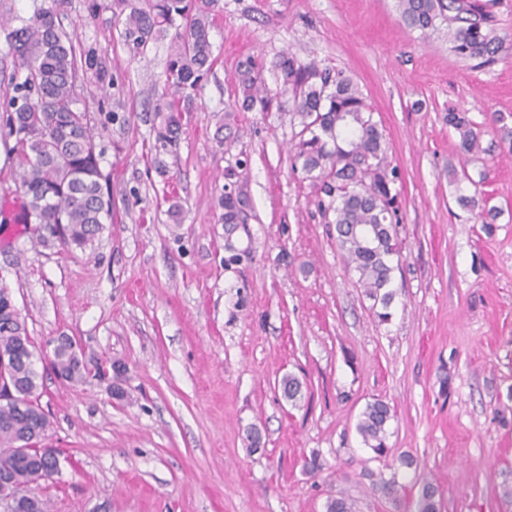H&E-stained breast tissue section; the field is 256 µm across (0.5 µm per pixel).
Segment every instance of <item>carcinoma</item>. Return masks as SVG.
<instances>
[{"label":"carcinoma","mask_w":512,"mask_h":512,"mask_svg":"<svg viewBox=\"0 0 512 512\" xmlns=\"http://www.w3.org/2000/svg\"><path fill=\"white\" fill-rule=\"evenodd\" d=\"M122 17V37L136 52L169 35L171 51L165 70V89L180 97L198 87L213 67L211 22L190 0H113ZM401 20L427 37L442 24L457 55L484 66L496 60L504 39L493 27V15L469 0H398ZM183 27L175 25L176 18ZM15 72L14 95L0 106V137L14 140L19 191L24 199V223L34 225L37 243L82 248L91 242L104 220L112 218L107 177L103 175L97 144L86 111L79 108L75 78L78 61L73 37L62 27L52 7L36 9L8 37ZM277 89L266 86L262 67L250 56L239 62L237 81L244 110L270 112L288 108L298 119L292 132L293 167L316 188L317 208L335 225L336 243L356 284L381 307L386 321L392 300L388 287L398 247L397 168L391 165L383 130L373 118L366 98L353 78L342 70L302 63L283 55L274 65ZM158 139L170 143L180 129L178 108L169 103ZM448 125L460 136L465 155L478 156L483 127L464 112L448 113ZM457 202L476 212L481 223L494 219L493 209L474 197ZM222 219L227 234L248 223L241 197L224 186ZM50 233H42L43 225ZM35 343L27 333L8 288L0 287V379L14 391V399L0 402V494L27 497L0 512H49L48 501L35 492L40 483L54 481L60 472L59 453L38 447L50 422L40 404V375L35 368ZM50 369L69 382L92 377L106 380L101 364L90 369L68 336L53 348ZM282 395L295 403L301 396L298 379L281 380ZM393 414L381 399L367 403L356 429L374 453H386ZM380 496L393 502L402 486L396 476L375 483ZM442 493L431 482L422 484L413 512H440Z\"/></svg>","instance_id":"carcinoma-1"}]
</instances>
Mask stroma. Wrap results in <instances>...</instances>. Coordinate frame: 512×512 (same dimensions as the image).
<instances>
[{
	"label": "stroma",
	"instance_id": "1",
	"mask_svg": "<svg viewBox=\"0 0 512 512\" xmlns=\"http://www.w3.org/2000/svg\"><path fill=\"white\" fill-rule=\"evenodd\" d=\"M48 2L0 0V100L12 93L9 30ZM58 13L79 46L112 220L69 250L0 224V286L38 345L68 336L88 364L121 363L124 395L44 373L45 445L61 468L51 512H325L341 493L357 512H409L424 481L440 485L441 512H512V154L448 179L460 160L449 113L481 123L487 144L495 116L512 127V45L476 66L447 27H406L397 0H218L215 64L164 145L169 40L134 53L112 0H59ZM285 53L350 73L385 134L401 254L388 321L292 166L291 114L236 108L239 62L268 69ZM243 155L235 187L251 216L229 237L224 171ZM461 192L498 208L492 232L457 205ZM229 243L244 256L228 267ZM289 374L302 383L295 405L275 387ZM377 399L394 414L381 457L356 430ZM391 473L396 503L373 486Z\"/></svg>",
	"mask_w": 512,
	"mask_h": 512
}]
</instances>
